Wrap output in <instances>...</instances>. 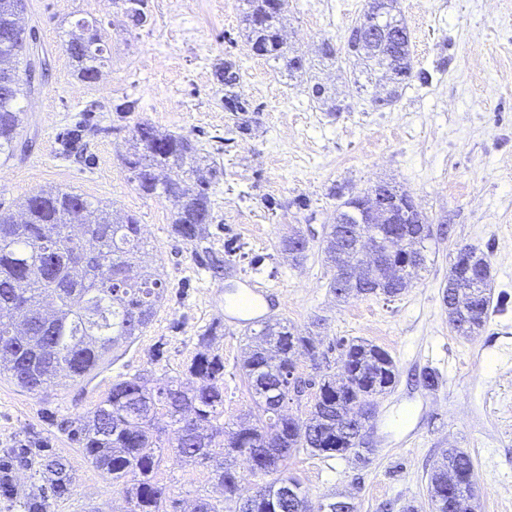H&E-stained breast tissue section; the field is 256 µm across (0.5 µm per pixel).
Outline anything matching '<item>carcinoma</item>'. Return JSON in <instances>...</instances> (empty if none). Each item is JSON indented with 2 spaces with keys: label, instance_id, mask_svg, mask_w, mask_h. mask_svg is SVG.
<instances>
[{
  "label": "carcinoma",
  "instance_id": "carcinoma-1",
  "mask_svg": "<svg viewBox=\"0 0 512 512\" xmlns=\"http://www.w3.org/2000/svg\"><path fill=\"white\" fill-rule=\"evenodd\" d=\"M131 28L150 23L149 0H113ZM245 33L252 51L276 64L289 78L305 74L303 57L290 51L281 20L288 0H242ZM25 0H0V157L15 155L25 123L20 105L31 90L30 66L19 68L16 17ZM404 28V35L388 45L369 39L379 27L375 17ZM66 51L78 77L95 82L109 60L103 23L81 18L75 22ZM345 54L354 64L378 80L390 81L384 101L399 97L403 83L416 77L429 81L424 72L414 73L409 30L400 12L387 4L377 15L371 6L348 29ZM224 83V111L247 112L248 105L233 92L240 75L232 61L216 71ZM308 95L327 112L343 110L336 93L315 81H307ZM88 128L75 129L66 140L68 153L81 155ZM136 189L144 196H163L173 208L172 233L190 245L205 269L224 275L230 259L207 245V225L213 221V202L206 184L191 181L203 156L185 135L157 130L145 122L135 124L128 147L121 156ZM382 187L397 200L395 207L410 206L412 196L401 187L379 181L370 188L346 194L336 206L334 224L325 235L324 252L335 269L330 282L339 298L383 295L394 298L411 287L426 269L427 234L416 239L419 224L428 223L421 211L391 223V217L374 219L362 204L373 189ZM23 219L0 213V374L31 392H44L60 375L83 379L110 354L133 343L152 323L164 299L165 280L154 265L144 242L141 224L130 214L114 215L104 204H93L64 190L40 191L25 198ZM403 231L405 243L381 263L362 271L354 280H340L344 266L362 262L366 242ZM308 240L299 231L283 241L288 259L306 257ZM466 290L473 301L459 306L454 293ZM448 322L455 331L471 338L484 328L491 303L489 257L473 247L460 249L443 292ZM216 331L210 328L198 338L199 350L186 372L165 383L152 385L134 375L112 384L108 395L87 411L79 426L69 431L85 458L106 478L124 486V512H180L178 501L156 481L162 462L161 448L174 449L177 461L211 470L222 499L200 497L192 512H306L299 480L286 474L284 462L300 448L313 453L361 457L365 429L374 416V398L395 387L398 377L392 356L367 342H349L338 357L339 372L330 365H315L312 379L295 375L300 353L317 354L311 336L293 331L282 319L261 321L249 328V352L242 363L249 386L268 419L257 426L242 419L226 431L224 417V357L214 348ZM317 388L304 420L286 413L290 391L300 397ZM175 426L174 441L166 444L160 418ZM249 455L252 476L262 480L256 494L242 499L232 458ZM29 470L43 484L26 489L16 473ZM73 485L69 461L53 454L38 441L0 448V494L8 512H55L68 499ZM477 480L469 454L456 448L443 451L441 462L428 477L431 512H456L458 500L473 512Z\"/></svg>",
  "mask_w": 512,
  "mask_h": 512
}]
</instances>
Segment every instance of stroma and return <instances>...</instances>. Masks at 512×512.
<instances>
[{"label": "stroma", "instance_id": "35a3bbf8", "mask_svg": "<svg viewBox=\"0 0 512 512\" xmlns=\"http://www.w3.org/2000/svg\"><path fill=\"white\" fill-rule=\"evenodd\" d=\"M411 37L415 71L392 105L374 107L379 87L350 73L344 56L322 58L328 40L344 48L347 30L366 0H289L283 20L291 48L344 109L321 110L306 85L282 76L253 54L239 0H150L152 22L128 27L113 0H27L23 22L35 40L33 90L22 149L0 159V212L17 214L29 194L63 189L135 214L163 278L165 298L153 322L129 346L80 382L58 379L35 395L0 375V448L36 439L70 462L74 483L55 512H122L118 485L93 467L69 429L114 382L146 373L163 383L179 376L209 327L224 356V422L259 418L241 369L248 339L224 323V299L242 279L265 284L273 317L312 333L319 352L339 356V341L364 340L394 359L395 388L375 399L365 460L302 449L286 465L299 478L314 512L332 496L357 512H401L426 504L427 477L443 449L474 461L478 512H512V0H399ZM101 20L109 64L94 84L82 82L65 48L74 17ZM236 62L245 112L224 109L215 76ZM137 100L115 111L122 97ZM147 122L190 136L207 157L200 176L210 184L214 220L208 239L233 248L226 276L212 278L190 246L171 231L172 206L142 196L120 154L131 129ZM89 124L95 133L83 157L66 154V131ZM388 180L407 190L432 222L426 270L395 298L337 300L323 238L337 205L334 186L360 192ZM309 241L301 264L288 262L282 241L293 232ZM489 256L492 300L480 335L459 336L448 324L443 291L459 248ZM435 371L437 387L422 375ZM189 512L196 498H220L209 469L165 458L156 475Z\"/></svg>", "mask_w": 512, "mask_h": 512}]
</instances>
